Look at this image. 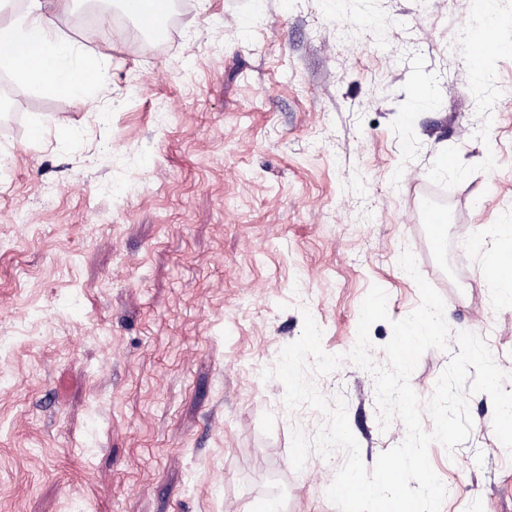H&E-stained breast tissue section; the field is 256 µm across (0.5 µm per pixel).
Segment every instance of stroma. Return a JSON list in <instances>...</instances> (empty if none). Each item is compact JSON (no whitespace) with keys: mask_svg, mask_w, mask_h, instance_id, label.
Listing matches in <instances>:
<instances>
[{"mask_svg":"<svg viewBox=\"0 0 512 512\" xmlns=\"http://www.w3.org/2000/svg\"><path fill=\"white\" fill-rule=\"evenodd\" d=\"M108 8L98 101L23 87L0 110V512H337L344 453L294 469L292 427L324 418L262 372L307 312L326 352L350 351L375 285L386 364L392 321L420 303L406 248L512 392V298L475 249L512 218V27L490 112L461 41L484 22L473 0H173L168 39L136 44ZM428 195L463 261L431 250ZM458 351L422 355L421 399ZM315 383L345 397L366 467L403 441L370 373L346 361ZM468 407V439L429 447L441 512H512L492 400Z\"/></svg>","mask_w":512,"mask_h":512,"instance_id":"stroma-1","label":"stroma"}]
</instances>
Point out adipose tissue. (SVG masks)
<instances>
[{
  "label": "adipose tissue",
  "instance_id": "adipose-tissue-1",
  "mask_svg": "<svg viewBox=\"0 0 512 512\" xmlns=\"http://www.w3.org/2000/svg\"><path fill=\"white\" fill-rule=\"evenodd\" d=\"M73 0H27L21 17L0 22V68L35 92H53L78 104L98 95L108 69L105 58L86 56L63 38L57 20ZM482 262L498 287L512 294V224L498 227V238L481 250Z\"/></svg>",
  "mask_w": 512,
  "mask_h": 512
}]
</instances>
